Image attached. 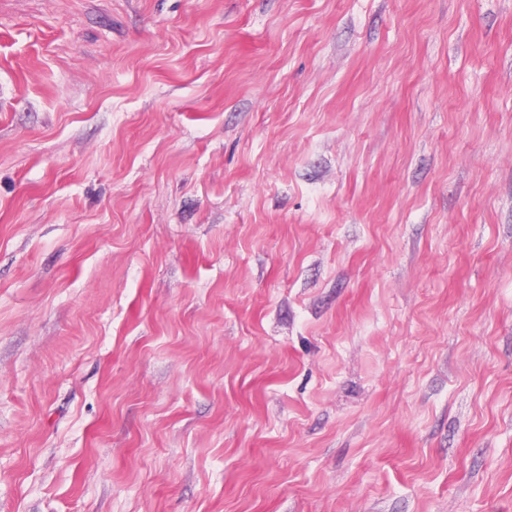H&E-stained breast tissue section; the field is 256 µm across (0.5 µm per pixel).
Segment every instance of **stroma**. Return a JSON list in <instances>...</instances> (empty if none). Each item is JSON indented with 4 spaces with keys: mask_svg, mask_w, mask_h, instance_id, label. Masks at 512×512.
Listing matches in <instances>:
<instances>
[{
    "mask_svg": "<svg viewBox=\"0 0 512 512\" xmlns=\"http://www.w3.org/2000/svg\"><path fill=\"white\" fill-rule=\"evenodd\" d=\"M0 512H512V0H0Z\"/></svg>",
    "mask_w": 512,
    "mask_h": 512,
    "instance_id": "35a3bbf8",
    "label": "stroma"
}]
</instances>
